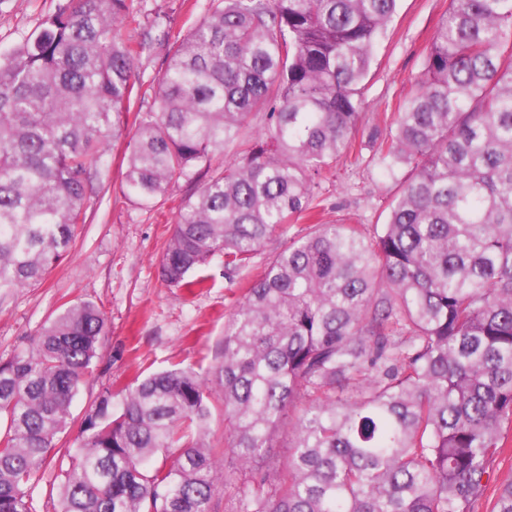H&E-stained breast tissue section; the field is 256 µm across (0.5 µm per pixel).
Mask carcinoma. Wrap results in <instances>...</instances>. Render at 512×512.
Segmentation results:
<instances>
[{"mask_svg":"<svg viewBox=\"0 0 512 512\" xmlns=\"http://www.w3.org/2000/svg\"><path fill=\"white\" fill-rule=\"evenodd\" d=\"M133 0H68L0 54V297L42 280L87 219V170L135 101L124 187L153 208L196 186L160 263L229 283L277 229L314 209L353 150L375 44L397 0H210L180 39ZM166 52L154 81L136 61ZM267 123L241 140L254 111ZM240 142L232 162L224 146ZM410 173L386 223L314 224L245 289L210 375L103 389L58 448L107 321L92 302L46 321L0 363V512H35L56 455L60 512H477L512 421V0H449L417 90L379 145ZM224 403V455L206 442ZM291 421H286L287 416ZM288 423V455L270 454ZM491 512H512V479Z\"/></svg>","mask_w":512,"mask_h":512,"instance_id":"cac0c4a2","label":"carcinoma"}]
</instances>
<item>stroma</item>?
<instances>
[{
  "label": "stroma",
  "instance_id": "1",
  "mask_svg": "<svg viewBox=\"0 0 512 512\" xmlns=\"http://www.w3.org/2000/svg\"><path fill=\"white\" fill-rule=\"evenodd\" d=\"M207 0H134L133 16L163 13L173 38L194 23L191 5ZM67 0H0V50L31 32ZM449 0H398L385 35L377 42L362 84L364 108L350 155L337 159L326 173L316 209L321 222L370 228L385 223L388 205L399 193L407 169L389 176L377 153L375 132L386 131L396 112L413 94L431 39L448 14ZM125 141H112L97 167L87 172L91 190L86 223L78 225L66 259L40 282L0 299V360L28 347L36 331L63 307L91 301L107 318L99 357L72 406L73 424L59 444L78 447L77 424L104 386L120 391L138 374L174 366L208 375L221 361L224 323L243 288L263 272L274 253L309 231L299 219L276 232L238 275L224 279V259L215 257L207 272L212 286L194 293L166 286L160 258L166 238L185 199L193 191L185 181L173 183L154 208L145 209L124 193Z\"/></svg>",
  "mask_w": 512,
  "mask_h": 512
}]
</instances>
